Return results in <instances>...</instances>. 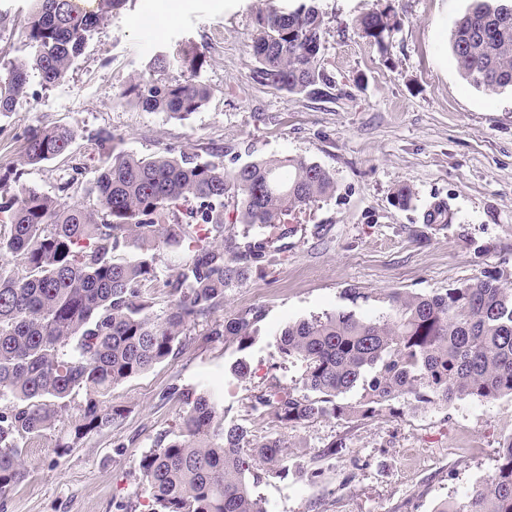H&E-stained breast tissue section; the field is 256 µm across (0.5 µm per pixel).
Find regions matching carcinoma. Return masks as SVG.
<instances>
[{
	"label": "carcinoma",
	"mask_w": 512,
	"mask_h": 512,
	"mask_svg": "<svg viewBox=\"0 0 512 512\" xmlns=\"http://www.w3.org/2000/svg\"><path fill=\"white\" fill-rule=\"evenodd\" d=\"M128 0H31L24 58L0 66V112L28 97L31 79L67 78L93 32ZM400 19L389 9L357 26L383 47ZM326 22L316 0L259 12L251 35L252 79L278 92L332 95L336 81L321 65ZM451 52L459 75L488 91L512 89V0H473L455 23ZM202 55L161 50L120 96L143 109L187 118L201 110L208 89L195 79ZM78 133L67 125L24 136L21 168L65 155ZM76 181L49 195L22 184L0 194L9 231L0 235V497L25 477V448L61 427L53 453L61 457L121 418L112 388L167 360L191 329L224 303V289L250 265L275 255L261 242H240L245 230L275 227L336 191L334 175L299 156L226 169L224 161L169 147L143 157L113 150L84 188ZM237 199L226 222L225 197ZM426 223L448 220L443 202L430 205ZM178 246L176 271L159 279L156 260ZM161 288L168 311L153 312L148 289ZM389 310L374 317L336 311L290 323L275 335L281 358L305 365L300 386L254 396L278 427L318 418H372L389 402L448 403L512 397V275L487 270L473 282L430 294L388 295ZM262 309L215 320L206 335L246 348L258 335ZM362 389L360 401L339 397ZM83 393L75 401L76 393ZM187 406L178 431L159 436L139 461L154 512H267L254 493L263 478L288 475V439L249 445L248 430L223 422L209 389L171 387ZM265 465L263 475L253 462ZM435 512H512V437L499 444L497 467L482 484Z\"/></svg>",
	"instance_id": "carcinoma-1"
}]
</instances>
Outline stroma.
I'll return each mask as SVG.
<instances>
[{"label": "stroma", "instance_id": "1", "mask_svg": "<svg viewBox=\"0 0 512 512\" xmlns=\"http://www.w3.org/2000/svg\"><path fill=\"white\" fill-rule=\"evenodd\" d=\"M327 20L324 66L343 95H283L255 82L247 48L265 0H129L88 41L69 76L32 81L26 102L0 112V180L55 193L58 184L93 177L104 159L98 134L116 149L153 156L168 146L223 151L225 167L274 156H301L334 173L336 192L290 215L285 228H254L248 238L274 250L272 265L250 268L224 291L216 318L259 306L265 317L247 349L193 329L179 353L112 390L116 427L90 435L64 456L54 433L28 445L26 475L0 498V512H118L134 502L151 512L138 463L154 439L175 430L185 406L172 385L208 388L225 422L246 426L251 443L273 433L251 400L271 384L297 387L304 368L283 361L273 335L286 324L345 310L387 311L398 289L428 294L481 276L512 272V92L463 80L450 50L454 24L471 0H316ZM391 6L401 24L384 46L363 38L361 16ZM29 0H0L13 25L0 35L7 58L28 55L22 34ZM170 14L159 25V14ZM203 54L197 78L210 92L199 112L179 120L120 100L119 92L159 50ZM67 125L78 132L68 156L15 177L27 129ZM407 184L410 207L392 205ZM436 201L451 219L428 224ZM248 366L237 379V361ZM295 465L309 464L333 439L345 454L320 461L315 480H267L257 491L268 512H434L497 465L512 435V398H464L428 407L402 405L371 419L326 417L287 429Z\"/></svg>", "mask_w": 512, "mask_h": 512}]
</instances>
